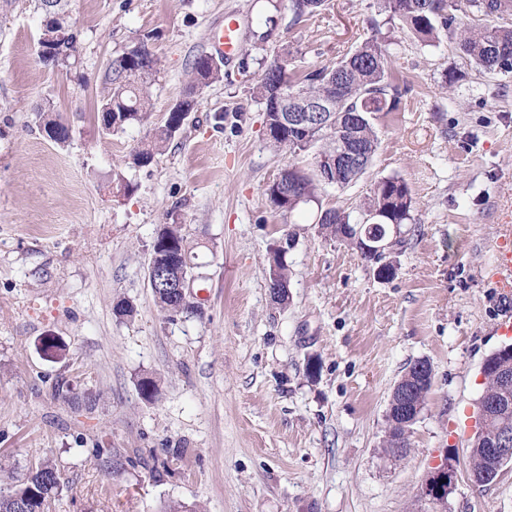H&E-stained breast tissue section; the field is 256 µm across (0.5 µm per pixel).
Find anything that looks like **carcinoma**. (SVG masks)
<instances>
[{
  "label": "carcinoma",
  "mask_w": 512,
  "mask_h": 512,
  "mask_svg": "<svg viewBox=\"0 0 512 512\" xmlns=\"http://www.w3.org/2000/svg\"><path fill=\"white\" fill-rule=\"evenodd\" d=\"M326 0H288L294 19L299 21L312 17L322 10ZM384 9L392 18L398 19L417 36L432 42L438 38L439 31L450 33L456 40L461 53L475 70L489 73H512V28L505 26H470L459 18L455 11V0H383ZM469 6L485 17L501 16L507 7L505 0H467ZM160 61L150 50L147 41L140 40L136 45L112 60L106 74V94L101 106L112 107L113 126L106 128L107 133L123 131L127 127L142 123L151 112L149 98L150 82H139L137 77L146 73L158 72ZM341 73L344 83L333 92L336 98L337 120L342 123L346 136L353 139L361 149L357 164L339 171L340 187L344 188L358 181L371 165L378 151L380 139L372 118L380 112H395L400 99L407 89L401 88L395 81L391 62L385 57L377 37L363 41L353 51L347 53L338 62L315 69L301 79L291 76L286 66L274 61L268 65L255 87L256 95L265 103L266 125L276 126L275 98L280 91L306 93L312 96L328 90L336 73ZM221 69L210 63V57H198L192 65V80L186 91V97L178 108L183 112L194 109L196 89L220 78ZM179 117L175 114L162 125L154 128L151 140L141 145L130 155L129 164L134 167L149 165L154 157L163 152L167 144L178 134ZM276 148L305 152L315 148L313 163L303 169L290 166L281 170L278 177L267 188V196L272 207L282 213H291L297 205L295 200L305 196L314 201L318 192L324 189L315 173L318 158L334 156L339 149L336 134L324 132L310 135L300 134L282 128V135L270 139ZM366 209L381 214L387 224H407L412 220L413 199L406 182L398 177H383L375 182L372 195ZM319 224L331 236L336 235V225L350 224L351 212L343 208H330L320 212ZM172 238L182 247L181 256L173 263V270L183 269L187 273L198 268L197 255L193 245L183 232L181 224H165L155 240ZM285 248L273 249L269 259V279L279 278L280 282H289L288 268L284 261ZM155 301L160 311L168 317L196 316L200 311L174 298L168 288L153 289ZM512 365V356L503 358L497 349L488 355L482 365L486 378L482 395L497 400L507 406L508 413H497L488 418L486 432L474 434L468 442L470 448V469L478 484L491 482L499 473L497 466L484 452L487 437L507 421L512 427V389L499 387L497 371L503 366ZM400 387L414 389L413 400L425 404L431 388V382L421 377L414 365H409L400 379ZM385 447L407 448L414 423L406 418L394 406L386 412ZM61 492L60 474L57 464L46 461L31 471L26 482L0 489V512H46L50 504Z\"/></svg>",
  "instance_id": "cac0c4a2"
}]
</instances>
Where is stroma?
<instances>
[{"instance_id":"1","label":"stroma","mask_w":512,"mask_h":512,"mask_svg":"<svg viewBox=\"0 0 512 512\" xmlns=\"http://www.w3.org/2000/svg\"><path fill=\"white\" fill-rule=\"evenodd\" d=\"M231 10L243 17L237 59L199 89L164 153L131 167ZM64 18L80 44L51 66L38 55L40 0H0V474L20 481L53 460L63 490L51 512H432L422 486L452 452L449 512H512V465L478 486L467 459L482 363L512 342L492 277L512 212V75L477 72L448 34L420 41L380 0H328L301 22L288 0H68ZM374 35L408 91L376 116L372 165L276 212L267 186L310 157L270 145L260 75L277 59L298 75L333 64ZM143 38L161 61L152 114L103 135L107 68ZM46 117L70 128L66 144L41 132ZM389 176L408 184L413 210L382 281L316 216L360 214ZM118 181L129 191L114 192ZM174 222L197 246L202 312L170 320L147 267L156 231ZM289 234L281 305L268 258ZM120 298L134 318L115 317ZM49 334L66 358L40 355ZM421 358L431 389L395 457L383 446L388 400ZM144 377L159 383L154 401L139 394ZM59 381L69 399L52 398ZM98 443L119 472L93 457Z\"/></svg>"}]
</instances>
